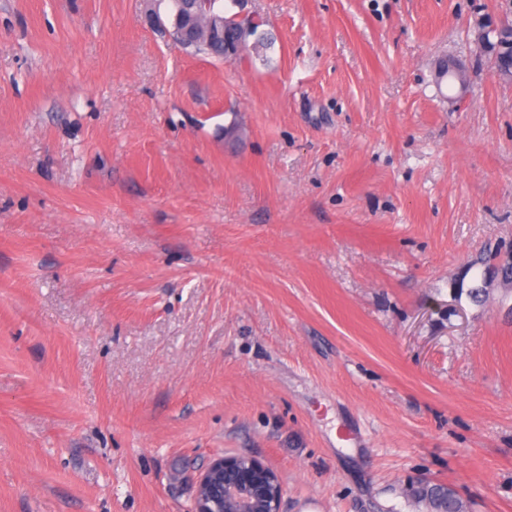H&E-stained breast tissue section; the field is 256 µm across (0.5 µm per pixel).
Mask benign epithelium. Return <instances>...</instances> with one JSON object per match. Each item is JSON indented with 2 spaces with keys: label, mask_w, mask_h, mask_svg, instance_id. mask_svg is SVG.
<instances>
[{
  "label": "benign epithelium",
  "mask_w": 512,
  "mask_h": 512,
  "mask_svg": "<svg viewBox=\"0 0 512 512\" xmlns=\"http://www.w3.org/2000/svg\"><path fill=\"white\" fill-rule=\"evenodd\" d=\"M224 9L216 0L209 33L224 36ZM190 480L194 495L190 512H282L281 476L249 453L216 456L196 470Z\"/></svg>",
  "instance_id": "benign-epithelium-1"
}]
</instances>
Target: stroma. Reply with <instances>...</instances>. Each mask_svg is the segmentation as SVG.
<instances>
[{
  "label": "stroma",
  "instance_id": "stroma-1",
  "mask_svg": "<svg viewBox=\"0 0 512 512\" xmlns=\"http://www.w3.org/2000/svg\"><path fill=\"white\" fill-rule=\"evenodd\" d=\"M243 10L225 62L144 0H0V512H189L241 452L282 512H512V302L455 296L512 247L503 0ZM484 22L490 24L488 30L495 31L488 36L483 46V52L489 56L495 66H498V68L495 69L496 75L499 78H506L511 82L512 73H502L499 69L509 70V67L512 68V40H509V38H511L512 21L509 19L500 21V31L496 30L499 21H497L493 16L485 17ZM505 32H507V34L504 36L508 38L501 39V36ZM498 61L501 65L497 64ZM410 491L412 501L425 504L429 512H467L460 493L452 485L420 482Z\"/></svg>",
  "mask_w": 512,
  "mask_h": 512
}]
</instances>
